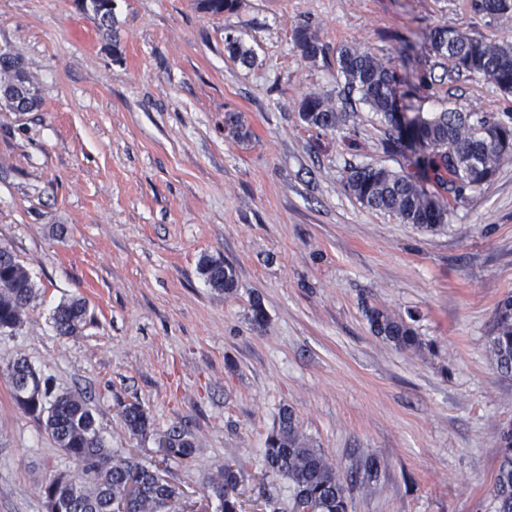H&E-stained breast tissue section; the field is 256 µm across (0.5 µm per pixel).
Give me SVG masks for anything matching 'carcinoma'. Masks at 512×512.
<instances>
[{
  "label": "carcinoma",
  "instance_id": "carcinoma-1",
  "mask_svg": "<svg viewBox=\"0 0 512 512\" xmlns=\"http://www.w3.org/2000/svg\"><path fill=\"white\" fill-rule=\"evenodd\" d=\"M238 5L239 0H197V9L212 16L232 14ZM475 7L492 19L512 14V0H475ZM81 8L91 13L99 29L112 36V47H117L114 0H82ZM426 43L430 53L450 60L457 70L512 95L511 43H492L446 25L434 26ZM293 44L307 62L315 64L325 57V46L308 23L294 29ZM225 50L245 65L253 60L252 52L229 34L225 36ZM17 60L9 51L0 53V84L15 82L13 67ZM337 62L347 89L357 92L359 101L380 115L396 133L392 143L418 148L414 167L432 175L437 184L455 196L461 197L489 182L500 166L512 159L511 123L485 114L462 115L444 110L405 124L398 107L401 81L388 63L365 45L340 47ZM298 112L307 126L320 130L334 131L342 121V107L320 94L302 99ZM224 130L238 140L251 136L237 112L224 115ZM341 187L363 206L393 213L403 223L422 230H434L447 220V207L433 199L415 175L403 170L351 166ZM199 271L215 290L226 294L237 290L232 266L203 257ZM37 296L38 288L25 265L11 250L0 247V332L21 329ZM366 316L374 333L395 348H420L413 316L404 319L379 308L368 309ZM51 320L61 336L80 333L87 323L86 302L72 298L59 303ZM488 352L496 369L512 376L511 295L496 307ZM0 375L9 383L18 406L43 418L45 431L76 464L74 470L60 472L40 485L47 512H109L113 500L124 501L128 512H170L179 497L178 488L165 479L159 468L115 456L101 438L94 414L83 399L54 393L49 380L25 360L13 362ZM123 418L131 434L143 437L150 432L148 415L140 404L126 405ZM500 443L502 459L491 494L497 512H512V428L502 430ZM155 444L157 450L164 452L163 463L187 459L195 450L193 434L180 426L159 434ZM263 458L266 477L288 481L289 512H347L346 481L304 435L292 409L284 407L279 411L266 439ZM379 468L376 458L367 457L356 463L355 472H363L364 480L370 482L377 478ZM244 479L243 467L226 464L204 479L203 488L218 501L219 512H241L235 492Z\"/></svg>",
  "mask_w": 512,
  "mask_h": 512
}]
</instances>
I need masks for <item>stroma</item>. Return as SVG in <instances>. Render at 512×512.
Here are the masks:
<instances>
[{"label": "stroma", "mask_w": 512, "mask_h": 512, "mask_svg": "<svg viewBox=\"0 0 512 512\" xmlns=\"http://www.w3.org/2000/svg\"><path fill=\"white\" fill-rule=\"evenodd\" d=\"M114 17L113 42L77 0H0V47L24 60L42 99L36 112L0 109V246L40 293L23 327L0 333V369L26 359L82 397L122 457L149 463L154 434L188 427L196 451L166 474L184 512H216L202 481L224 463L260 473L284 407L340 475L379 460L348 512H495L512 376L487 340L512 294V161L460 199L426 182L448 216L424 231L340 187L351 164L407 169L379 116L358 103L330 132L307 127L298 106L339 96L338 48L367 45L417 85L406 117L507 118L512 96L424 44L437 25L512 43V15L489 19L473 0H240L217 17L195 0H114ZM302 23L325 59L296 51ZM228 33L252 65L229 58ZM230 111L250 140L227 136ZM205 256L234 267L236 293L209 286ZM75 296L87 324L59 336L52 311ZM368 307L415 313L420 349L375 335ZM131 403L151 436L127 429ZM74 467L0 378V512H47L38 484Z\"/></svg>", "instance_id": "obj_1"}]
</instances>
